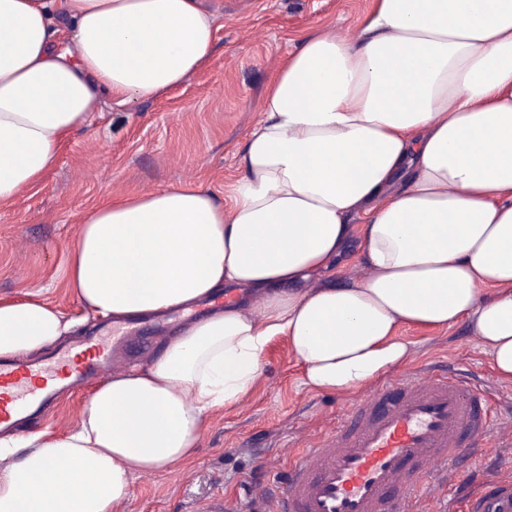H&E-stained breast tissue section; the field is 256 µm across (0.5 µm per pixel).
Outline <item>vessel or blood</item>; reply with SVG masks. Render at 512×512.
Wrapping results in <instances>:
<instances>
[{
	"mask_svg": "<svg viewBox=\"0 0 512 512\" xmlns=\"http://www.w3.org/2000/svg\"><path fill=\"white\" fill-rule=\"evenodd\" d=\"M149 337L91 334L46 361L0 362V428L22 432L57 394L125 367ZM512 442L474 379L432 366L410 371L341 408L332 427L298 441L282 479L253 483L270 512H428L431 493L453 489L465 512H512V482L471 474L490 437Z\"/></svg>",
	"mask_w": 512,
	"mask_h": 512,
	"instance_id": "1",
	"label": "vessel or blood"
}]
</instances>
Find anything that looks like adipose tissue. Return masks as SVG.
I'll return each instance as SVG.
<instances>
[{"label": "adipose tissue", "mask_w": 512, "mask_h": 512, "mask_svg": "<svg viewBox=\"0 0 512 512\" xmlns=\"http://www.w3.org/2000/svg\"><path fill=\"white\" fill-rule=\"evenodd\" d=\"M216 23L202 0H0V202L53 168L105 100L198 71ZM260 110L230 206L201 185L105 196L67 277L116 322L230 286L258 295L263 318L227 304L154 365L95 386L71 431L0 434V512H118L135 474L193 460L274 336L305 386L352 392L407 362L400 327L464 320L512 383V0H377L348 37L301 41ZM353 243L368 273L337 282ZM69 328L39 294L0 298V359Z\"/></svg>", "instance_id": "obj_1"}]
</instances>
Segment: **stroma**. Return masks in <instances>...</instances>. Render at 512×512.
Listing matches in <instances>:
<instances>
[{"label": "stroma", "mask_w": 512, "mask_h": 512, "mask_svg": "<svg viewBox=\"0 0 512 512\" xmlns=\"http://www.w3.org/2000/svg\"><path fill=\"white\" fill-rule=\"evenodd\" d=\"M376 0H209L218 30L201 70L183 85L127 106L105 101L65 144L55 167L35 185L0 203V297L37 291L66 319L72 335L108 334L110 319L89 312L66 279L68 248L82 215L107 194L162 190L200 184L221 202L226 187L244 175L241 156L261 120L260 102L299 41L326 31H354ZM196 304L190 314L174 312L164 323L138 320L168 336L187 320L208 317L226 300ZM414 370L436 357L478 374L502 405L512 404V383L496 379L489 356L465 323L448 328L405 327ZM302 368L287 337L268 343L261 377L238 399L214 412L202 428L195 457L186 466L137 474L122 512H184L187 502L214 493L246 506L244 484L261 479V460L279 471L290 439L318 430L335 418L352 395L306 388ZM87 387H77L33 422L36 430L63 434L80 420Z\"/></svg>", "instance_id": "stroma-1"}]
</instances>
